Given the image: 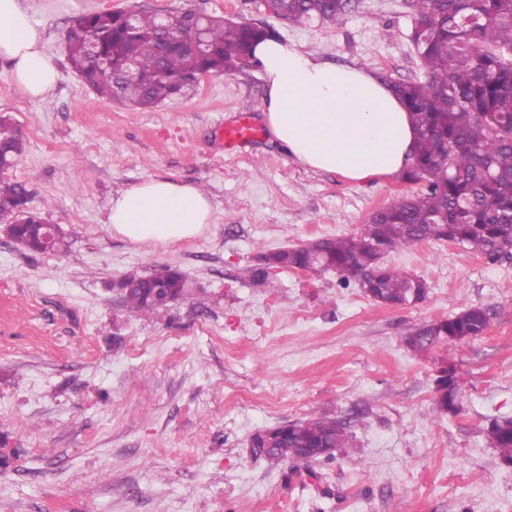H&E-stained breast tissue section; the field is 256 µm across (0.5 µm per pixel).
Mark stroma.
<instances>
[{
    "instance_id": "1",
    "label": "stroma",
    "mask_w": 512,
    "mask_h": 512,
    "mask_svg": "<svg viewBox=\"0 0 512 512\" xmlns=\"http://www.w3.org/2000/svg\"><path fill=\"white\" fill-rule=\"evenodd\" d=\"M411 0H351L343 24L282 22L262 0H25L58 72L49 100L20 93L0 62V114L25 140L11 170L67 250L32 254L0 235V512H512V465L484 430L512 418V262L422 241L385 256L422 279L419 304L386 307L336 271L245 275L264 252L360 233L418 192L299 165L270 132L225 150L219 127L263 120L262 69L209 77L190 96L140 109L99 98L67 60L72 20L103 10L197 9L271 25L327 62L421 78ZM155 176L211 195L206 236L165 247L112 234L117 191ZM168 266L191 294L152 318L127 315L112 284ZM471 305L488 329L418 353L416 328ZM450 364L460 410H434ZM354 453L294 471L252 456V436L320 415Z\"/></svg>"
}]
</instances>
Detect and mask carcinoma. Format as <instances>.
I'll use <instances>...</instances> for the list:
<instances>
[{
    "label": "carcinoma",
    "instance_id": "carcinoma-1",
    "mask_svg": "<svg viewBox=\"0 0 512 512\" xmlns=\"http://www.w3.org/2000/svg\"><path fill=\"white\" fill-rule=\"evenodd\" d=\"M413 19L419 24L415 49L424 77L393 81L391 87L406 104L418 138L411 164L402 172L407 182H422L424 189L405 195L377 210L357 236L315 240L293 254L264 253L247 269L257 285H267L273 268H331L344 283L376 288L396 304L408 305L414 282L406 272L384 263L386 254L421 241H448L484 258L489 264L512 262V0H412ZM288 21L303 24L318 20L336 26L347 15L348 0H279ZM158 16L136 11V28L128 31L111 10L76 17L69 27L71 66L96 94L106 100L151 108L184 97L197 88L185 77L188 57L179 48L160 57L150 47ZM171 31L188 33L190 14L169 12ZM266 36L250 25L211 18L205 40L212 50L206 67L232 75L257 67L253 50ZM127 61L137 64L135 76L117 85L107 67ZM25 144L16 125L0 116V161L15 163ZM26 183L0 174V217L34 224L42 217L17 206L27 202ZM184 275L161 266L128 287L121 305L133 316L147 317L162 305L150 298L157 281L170 283L173 294L182 292ZM485 307L471 305L453 317L433 321L405 338L415 352L439 342L482 335L490 325ZM436 379L435 410L454 414L459 409V388ZM489 447L501 460L512 462V418L493 420L487 430ZM344 424L320 416L272 428L267 442L251 448L272 461L308 465L348 448Z\"/></svg>",
    "mask_w": 512,
    "mask_h": 512
}]
</instances>
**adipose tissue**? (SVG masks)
Returning <instances> with one entry per match:
<instances>
[{"label":"adipose tissue","instance_id":"adipose-tissue-1","mask_svg":"<svg viewBox=\"0 0 512 512\" xmlns=\"http://www.w3.org/2000/svg\"><path fill=\"white\" fill-rule=\"evenodd\" d=\"M256 56L267 83L265 122L301 165L352 181L390 179L408 165L417 131L375 71L330 64L275 38ZM0 61L28 98H49L57 72L21 0H0ZM213 214L197 186L150 176L110 201L106 222L130 242L167 245L203 235Z\"/></svg>","mask_w":512,"mask_h":512}]
</instances>
